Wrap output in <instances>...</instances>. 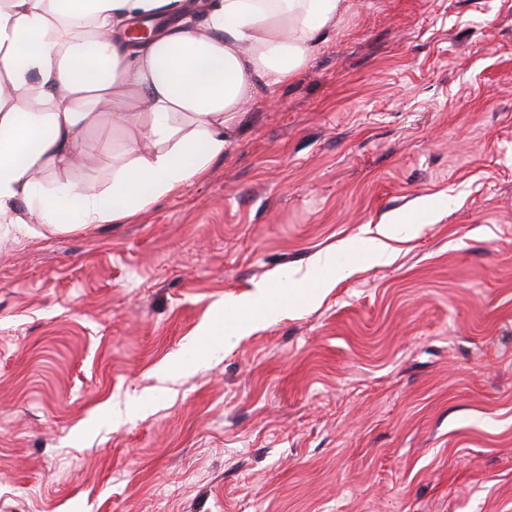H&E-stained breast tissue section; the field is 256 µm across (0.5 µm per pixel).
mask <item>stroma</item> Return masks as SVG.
<instances>
[{
    "label": "stroma",
    "instance_id": "obj_1",
    "mask_svg": "<svg viewBox=\"0 0 512 512\" xmlns=\"http://www.w3.org/2000/svg\"><path fill=\"white\" fill-rule=\"evenodd\" d=\"M0 512H512V0H350L203 178L0 228ZM255 288H257V290H256V292H254L252 294V296L245 298V299L235 301L229 305H225L224 312H228L230 315H233V316H239L241 311L245 307H247L255 302L261 301V300L264 301V304L259 305V306H250L249 307L250 313H253V312L259 310L260 312H259L258 316H262V315H266L267 313H269L270 311H272L274 308L277 307L276 305L271 304L269 302V295L271 293V290H270L271 285H256ZM272 314H273V312H270V315H272Z\"/></svg>",
    "mask_w": 512,
    "mask_h": 512
}]
</instances>
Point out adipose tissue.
Masks as SVG:
<instances>
[{
    "mask_svg": "<svg viewBox=\"0 0 512 512\" xmlns=\"http://www.w3.org/2000/svg\"><path fill=\"white\" fill-rule=\"evenodd\" d=\"M347 6L206 0L194 24L162 20L173 0H0V225L90 231L201 179L256 86L286 82ZM135 17L158 22L149 42L119 39ZM107 106L130 133L111 186L63 180L96 153L88 132Z\"/></svg>",
    "mask_w": 512,
    "mask_h": 512,
    "instance_id": "1",
    "label": "adipose tissue"
}]
</instances>
